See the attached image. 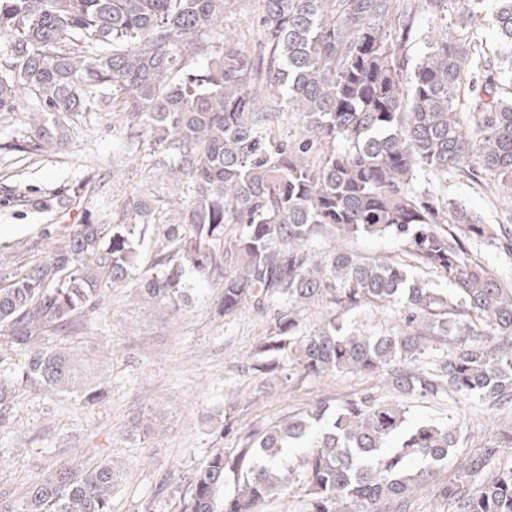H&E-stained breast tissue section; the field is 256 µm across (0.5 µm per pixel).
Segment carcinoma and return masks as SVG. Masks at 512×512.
<instances>
[{"mask_svg":"<svg viewBox=\"0 0 512 512\" xmlns=\"http://www.w3.org/2000/svg\"><path fill=\"white\" fill-rule=\"evenodd\" d=\"M482 2L262 0L257 62L224 42L227 0H0V112L17 109L22 89L39 102L34 133L3 149L60 148L62 116L94 109L92 89L120 92L133 137L146 135L187 189L177 224L156 228L132 198L122 223L77 224L45 259L0 270V336L25 355L22 382L103 401L107 388L77 355L41 337L82 324L134 275L143 299L170 314L189 300L193 272L219 289L216 316L248 306L269 318L252 371L293 384L356 372L387 387L266 424L225 421L236 447L172 486L170 512H258L296 480L307 498L289 512H410L461 438L446 421L409 423L408 400L448 395L508 420L436 494L453 512H512V285L474 257L486 245L512 258V229L418 182L426 172L512 183V0L493 19L494 60L473 23ZM424 11L442 33L406 82L405 46ZM291 118L300 136H275ZM360 236L404 241L410 262L343 245ZM315 304L326 314L309 326ZM366 305L397 309L402 325L348 328L343 312ZM17 398L0 377V418ZM120 473L105 459L62 468L0 499V512H111Z\"/></svg>","mask_w":512,"mask_h":512,"instance_id":"1","label":"carcinoma"}]
</instances>
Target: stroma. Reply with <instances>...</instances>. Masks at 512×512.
Returning a JSON list of instances; mask_svg holds the SVG:
<instances>
[{
	"mask_svg": "<svg viewBox=\"0 0 512 512\" xmlns=\"http://www.w3.org/2000/svg\"><path fill=\"white\" fill-rule=\"evenodd\" d=\"M260 15L259 0H228L224 10L225 33L254 54ZM34 105L29 98L18 111L0 112V268L47 255L86 220L119 222L134 195L152 199L153 223H175L174 205L185 189L149 145H131L124 96L110 94L96 111L70 113L68 140L57 151H5L4 143L29 134ZM439 193L483 223L500 221L504 192L489 180L456 178ZM217 297L216 289L200 284L189 303L167 316L131 281L106 291L103 313L89 317L79 334L43 336L44 347L71 349L95 363L109 396L84 406L74 393L20 387L16 408L0 421V499H18L60 467L109 459L123 470L112 512H168L162 479L184 483L210 454L233 448L219 428L227 397L236 401L238 426L246 427L373 384L370 376L339 373L285 387L242 372L268 324L247 308L216 317ZM413 415L454 418L467 452L499 428L494 415L477 408L459 413L450 400L417 403Z\"/></svg>",
	"mask_w": 512,
	"mask_h": 512,
	"instance_id": "1",
	"label": "stroma"
}]
</instances>
